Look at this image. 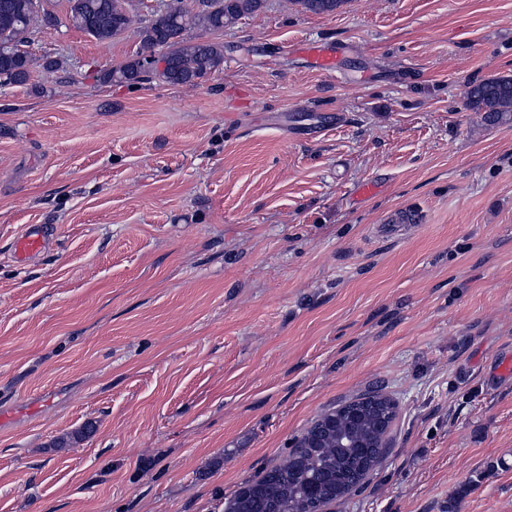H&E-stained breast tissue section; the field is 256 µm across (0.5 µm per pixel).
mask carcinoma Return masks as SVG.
<instances>
[{
	"label": "carcinoma",
	"instance_id": "cac0c4a2",
	"mask_svg": "<svg viewBox=\"0 0 512 512\" xmlns=\"http://www.w3.org/2000/svg\"><path fill=\"white\" fill-rule=\"evenodd\" d=\"M0 7V42L12 50L0 53V78L6 84H24L29 79L28 59L19 49L26 35L43 25L39 0H7ZM264 0H172L155 11L140 30L142 50L120 66L103 71L106 81L130 84L157 81L169 86H196L220 70L224 46L194 41L192 28L221 32L242 16L258 10ZM305 10L331 13L343 0H296ZM130 0H67L69 24L97 40H110L124 33L132 21ZM159 54L164 66L150 68L146 54ZM466 104L484 113L491 125L512 122V76L486 79L468 87ZM342 417H320L321 434L316 446L309 436L295 439L288 455L261 475L246 479L226 502L224 512H326L370 474L368 461L356 448L336 447V422Z\"/></svg>",
	"mask_w": 512,
	"mask_h": 512
}]
</instances>
